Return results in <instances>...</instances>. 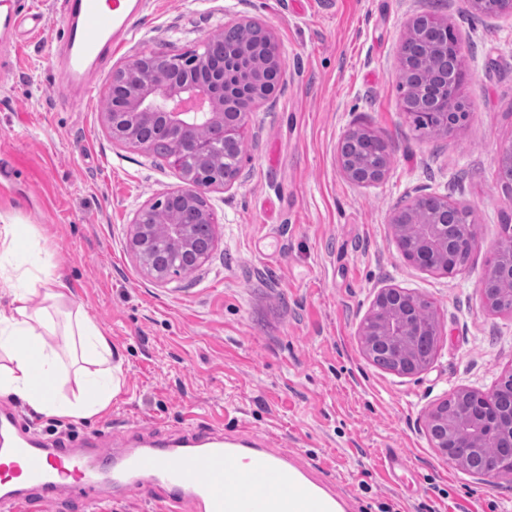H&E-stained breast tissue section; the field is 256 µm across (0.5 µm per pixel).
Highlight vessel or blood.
<instances>
[{"instance_id": "obj_1", "label": "vessel or blood", "mask_w": 512, "mask_h": 512, "mask_svg": "<svg viewBox=\"0 0 512 512\" xmlns=\"http://www.w3.org/2000/svg\"><path fill=\"white\" fill-rule=\"evenodd\" d=\"M143 7V0H62L57 87L89 96L107 54L133 35L131 20ZM44 26L42 13L0 0L1 40ZM101 475L158 512H328L335 496L331 481L251 431L228 438L215 425L195 423L177 447L106 452L89 436L78 448H50L13 414L0 413V512H57L64 488L91 507L100 501Z\"/></svg>"}]
</instances>
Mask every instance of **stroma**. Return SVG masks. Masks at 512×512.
<instances>
[{
    "label": "stroma",
    "instance_id": "stroma-1",
    "mask_svg": "<svg viewBox=\"0 0 512 512\" xmlns=\"http://www.w3.org/2000/svg\"><path fill=\"white\" fill-rule=\"evenodd\" d=\"M38 2L43 32L0 70V225H28L121 360L120 392L66 437L166 436L194 417L267 434L332 478L345 512H512V479L457 468L424 427L434 405L463 388L491 391L512 370V312L492 311L481 290L512 213L499 175L512 141V16L476 15L470 0H149L79 101L52 81L61 0ZM426 14L462 46L470 114L422 138L397 75L399 41ZM241 18L274 34L279 89L249 114V160L233 187L207 194L219 222L210 259L158 283L127 237L138 210L182 180L155 153L113 141L102 120L112 72L142 53L196 51ZM353 125L394 148L384 180L367 188L338 166ZM421 190L472 209L475 242L454 276L419 270L396 248L390 213ZM385 286L437 314L433 356L413 376L363 352L360 324ZM388 454L399 459L391 471Z\"/></svg>",
    "mask_w": 512,
    "mask_h": 512
}]
</instances>
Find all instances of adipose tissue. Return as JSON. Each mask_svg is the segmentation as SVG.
Listing matches in <instances>:
<instances>
[{
    "label": "adipose tissue",
    "mask_w": 512,
    "mask_h": 512,
    "mask_svg": "<svg viewBox=\"0 0 512 512\" xmlns=\"http://www.w3.org/2000/svg\"><path fill=\"white\" fill-rule=\"evenodd\" d=\"M62 275L43 268L24 224L0 226V396H9L37 413L58 418H87L104 410L119 391L120 368L100 329L82 312L69 313L68 343L91 372L82 378L75 399L58 392L60 354L47 338L56 331L51 308L67 304Z\"/></svg>",
    "instance_id": "adipose-tissue-1"
}]
</instances>
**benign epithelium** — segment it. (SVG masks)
Returning <instances> with one entry per match:
<instances>
[{
  "label": "benign epithelium",
  "instance_id": "1",
  "mask_svg": "<svg viewBox=\"0 0 512 512\" xmlns=\"http://www.w3.org/2000/svg\"><path fill=\"white\" fill-rule=\"evenodd\" d=\"M439 23L416 18L398 48L401 61L412 56L413 48L425 52L435 48ZM233 29H252L257 43L225 52L224 34L208 38L200 53L180 59L159 77L152 67L154 53L129 59L112 72L109 104L104 121L112 138L132 148H151L161 137L167 144V160L183 180V186L150 201L136 215L128 238L131 253L144 274L166 283L176 274L171 262L183 267L203 265L218 241L219 224L207 202L215 182L204 177L210 166H224V187L232 186L239 175L244 151L248 116L260 101L275 93L280 84L282 61L273 34L254 20H241ZM401 84L415 80L411 69L401 66ZM417 81V80H415ZM419 101L432 135L452 132L463 121L461 101L448 93V85L423 72L414 96L405 102L406 110ZM206 129L209 137L198 131ZM357 140L379 141L381 137L361 127L348 129L338 143V158L343 176L358 187L383 180L389 170L392 149L385 145L384 160L368 171L364 161L345 152ZM434 213L419 223L427 230L413 236V215L426 206ZM455 223H448V217ZM394 241L401 256L412 266L446 276L457 274L470 257L468 246L475 238V225L469 206L446 196L419 193L397 208L391 218ZM505 236L496 245L486 281L506 278V292L512 294V226L504 225ZM428 300L405 289L385 286L378 289L359 328L366 356H371L369 336L377 331L401 346L393 372L411 376L423 370L429 359H416L403 349L406 337L423 336L428 327L438 329L433 308H428V323L418 312ZM457 395L470 404V418L448 428L443 406L436 405L426 416V429L432 446L448 461L478 477L512 478V405L498 408L493 393L460 389ZM489 441L507 450V468L487 473L474 466V453Z\"/></svg>",
  "mask_w": 512,
  "mask_h": 512
}]
</instances>
